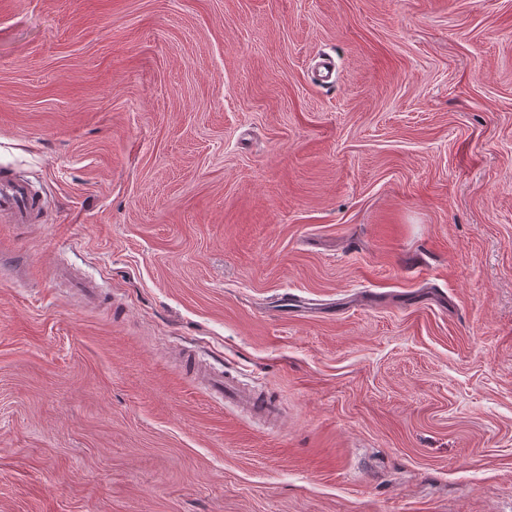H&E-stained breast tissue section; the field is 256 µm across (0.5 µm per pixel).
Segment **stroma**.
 Returning a JSON list of instances; mask_svg holds the SVG:
<instances>
[{"mask_svg": "<svg viewBox=\"0 0 512 512\" xmlns=\"http://www.w3.org/2000/svg\"><path fill=\"white\" fill-rule=\"evenodd\" d=\"M0 171V512H512V0H0ZM44 201L13 173L0 174V220L11 224L44 223ZM208 384V392L213 395H219L224 401L232 399L261 417L269 418L275 415V406L273 403L263 401L254 391L240 388L235 383L224 379V375L222 374L209 376Z\"/></svg>", "mask_w": 512, "mask_h": 512, "instance_id": "stroma-1", "label": "stroma"}]
</instances>
